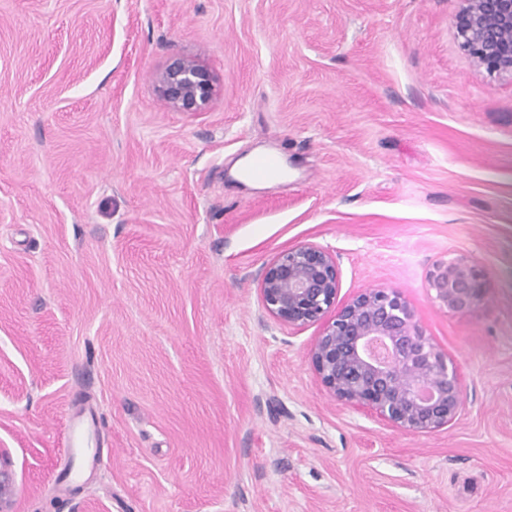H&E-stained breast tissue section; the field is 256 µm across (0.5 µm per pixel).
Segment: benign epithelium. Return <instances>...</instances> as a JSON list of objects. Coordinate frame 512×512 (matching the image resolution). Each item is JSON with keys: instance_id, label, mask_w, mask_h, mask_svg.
<instances>
[{"instance_id": "7a95c632", "label": "benign epithelium", "mask_w": 512, "mask_h": 512, "mask_svg": "<svg viewBox=\"0 0 512 512\" xmlns=\"http://www.w3.org/2000/svg\"><path fill=\"white\" fill-rule=\"evenodd\" d=\"M451 25L478 70L512 74V0H460ZM156 81L177 112H201L217 95L214 72L192 57H173ZM258 281L262 306L280 325L321 327L309 358L335 399L405 432L430 433L456 422L464 406L462 373L425 335L401 293L372 288L340 300L336 257L314 243L279 252ZM426 288L440 307L459 315L487 294L483 271L464 258L435 263Z\"/></svg>"}]
</instances>
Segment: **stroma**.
Listing matches in <instances>:
<instances>
[{"instance_id":"stroma-1","label":"stroma","mask_w":512,"mask_h":512,"mask_svg":"<svg viewBox=\"0 0 512 512\" xmlns=\"http://www.w3.org/2000/svg\"><path fill=\"white\" fill-rule=\"evenodd\" d=\"M458 0H0V453L9 512H512V75ZM219 91L176 112L156 72ZM288 177L248 187L257 149ZM315 243L461 369L449 428L337 401L258 273ZM465 258L460 317L425 281ZM104 463L60 482L68 421ZM162 100L177 112H201L217 95L214 72L199 59L175 56L157 73ZM425 287L434 293L440 307L459 315L472 312L487 294L483 271L464 258L435 263L427 275Z\"/></svg>"}]
</instances>
